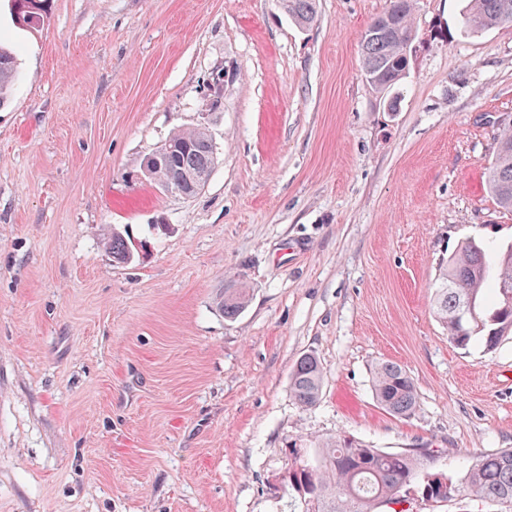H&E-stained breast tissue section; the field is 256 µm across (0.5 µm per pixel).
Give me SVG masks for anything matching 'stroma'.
<instances>
[{
	"label": "stroma",
	"instance_id": "stroma-1",
	"mask_svg": "<svg viewBox=\"0 0 512 512\" xmlns=\"http://www.w3.org/2000/svg\"><path fill=\"white\" fill-rule=\"evenodd\" d=\"M318 2L304 28L279 0H50L35 34L0 11V512H306L288 469L325 439L438 448L455 481L512 448V335L457 347L432 306L440 259L512 240L488 192L512 24L467 34V0H414L386 96L359 42L388 0ZM200 124L215 168L164 192L146 159ZM379 361L413 378L411 417L377 403ZM18 76L15 53L10 48L0 44V108L4 107L9 101ZM245 288H228L224 291V301L221 307L224 310V316L227 318H235L246 307L248 303ZM323 369L313 354L302 355L294 364L289 387L295 400L304 407L315 405L321 395Z\"/></svg>",
	"mask_w": 512,
	"mask_h": 512
}]
</instances>
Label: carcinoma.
<instances>
[{
	"mask_svg": "<svg viewBox=\"0 0 512 512\" xmlns=\"http://www.w3.org/2000/svg\"><path fill=\"white\" fill-rule=\"evenodd\" d=\"M282 7L298 25L312 23L317 0H282ZM413 0H389L386 10L370 25L360 41L362 70L366 81L386 93L406 74L409 52L415 38ZM512 23V0H469L463 28L479 32ZM17 57L0 44V108L10 99L18 80ZM205 127L178 129L165 141V157L153 163L150 177L156 182L182 185L206 181L217 163ZM489 191L498 206L512 211V126L505 128L489 168ZM112 258L127 262L133 251L118 233L106 242ZM473 302L478 319L459 322L457 313ZM248 303L243 288L224 289V316L234 318ZM435 317L455 345L467 346L478 338L493 351L505 336L512 335V243H490L474 239L461 243L457 251L440 260L434 288ZM323 369L312 354L294 364L289 387L304 407L315 405L321 395ZM372 391L387 412L407 417L419 406L412 377L399 364L385 361L375 365ZM318 463L302 461L288 470V485L305 496L307 512H410L394 509L409 501V492L429 493L436 502L471 496L496 503L512 512V448H501L473 459L462 483H455L429 466L436 458L432 448L388 451L373 448L349 435H338L319 445Z\"/></svg>",
	"mask_w": 512,
	"mask_h": 512,
	"instance_id": "obj_1",
	"label": "carcinoma"
}]
</instances>
